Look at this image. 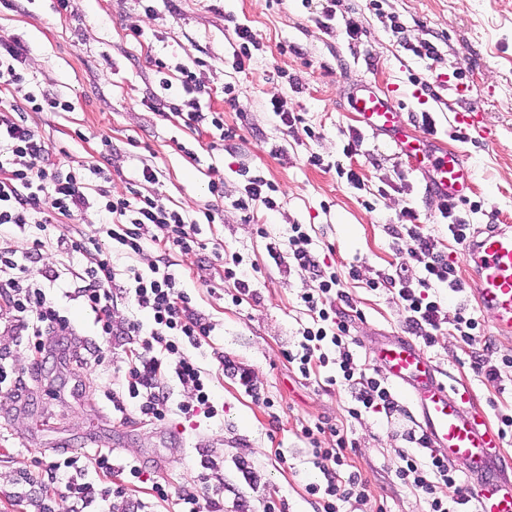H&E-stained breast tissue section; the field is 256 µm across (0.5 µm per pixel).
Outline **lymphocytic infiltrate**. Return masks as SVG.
<instances>
[{
  "label": "lymphocytic infiltrate",
  "mask_w": 512,
  "mask_h": 512,
  "mask_svg": "<svg viewBox=\"0 0 512 512\" xmlns=\"http://www.w3.org/2000/svg\"><path fill=\"white\" fill-rule=\"evenodd\" d=\"M182 92L175 97H160L149 107L158 115L174 114L186 125L208 124L216 141H223L222 113L203 111L201 102L207 91L190 67L181 65ZM25 108L0 109V311L7 313L16 341L31 359H39L44 339L57 331H67L71 322L62 300L80 302L94 316L96 333L103 338L119 337L129 346L126 360L112 383L109 397L119 419L136 413L144 421H163L170 415L187 419L217 416L212 398V376L189 354L201 348L216 329L205 313L195 309L181 288L174 258L199 248L200 222H213L211 209L195 219L169 207L158 196L139 192L117 193L112 189V174L107 165L57 164L38 130L27 124L25 112H67L69 100L46 90L26 93ZM101 217L90 235L77 237L52 224V217L76 219L87 211ZM416 209L404 208L391 234L401 240L402 263L379 282L394 291L402 306L407 328L425 346H434L443 325H452L464 344H471L482 320L460 304L450 308L431 290L446 285L449 292H463L458 265L443 250L441 243L425 233ZM24 236L25 248L15 244ZM306 225L288 229V248L269 245L273 260L287 258L290 269L312 281L311 290L301 293L300 301L312 324L303 328L296 349L285 354L302 377L324 374L328 385H341L351 394L346 409L357 419L365 413L393 416L399 410L388 381L379 371L362 361L353 351L350 298L337 271L321 263L311 248ZM153 250L148 266L139 261L146 250ZM80 253V266H58L47 260L49 252ZM420 271L418 280L406 275L409 265ZM63 288V299L51 297L47 286ZM136 309L132 319L115 320L112 309L118 302ZM148 322H141L139 313ZM193 390V402L172 398L175 387ZM302 433L312 448L313 465L322 475L309 483L317 512H340L349 501L366 502L367 482L356 471H345L346 451L355 442L339 435L335 447L319 444L315 428ZM408 449L399 453L396 476L400 483L422 496L428 512H479V505L465 494L455 468L438 452H425L426 445L415 429H408ZM73 456L53 463L46 483L55 494L71 500V512H85L94 503H103L102 512H145V502L131 498L127 481L143 479L140 463L127 460L114 463L110 454L98 453L96 471L108 478V485L60 481L64 469L73 467ZM153 498L167 512H220L223 487L202 493L171 494L166 482L151 485Z\"/></svg>",
  "instance_id": "1"
}]
</instances>
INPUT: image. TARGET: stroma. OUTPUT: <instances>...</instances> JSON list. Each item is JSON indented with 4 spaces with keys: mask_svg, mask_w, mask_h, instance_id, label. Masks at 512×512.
I'll use <instances>...</instances> for the list:
<instances>
[{
    "mask_svg": "<svg viewBox=\"0 0 512 512\" xmlns=\"http://www.w3.org/2000/svg\"><path fill=\"white\" fill-rule=\"evenodd\" d=\"M55 3L18 0L14 9L0 8V40L16 39L28 49L26 84L0 85V101L23 105L35 85L64 95L71 111L27 115L55 160L97 163L106 137L113 190L159 195L192 214L215 211V222L202 227L204 249L181 258L180 271L192 306L216 325L194 356L212 374L224 411L191 421L116 420L106 394L125 359L123 341H100L97 358L79 366L64 364L57 349L47 348L45 363L34 371L15 336L0 331V355L10 356L22 379L21 393L0 392V512H16L28 479H41L50 463L101 448L138 460L174 493L224 484L223 512H263L269 500L284 512H313L306 486L321 474L302 429L315 424L323 428L321 447H333L340 431L356 443L347 461L367 480L370 498L343 504V512H427L425 500L395 476L398 450L406 445L399 426L376 414L350 418L347 390L302 379L288 364L285 352L311 323L297 300L310 283L287 262H275L267 246L285 244L289 225L306 224L318 256L338 272L346 276L358 265L359 278L346 276L344 289L355 310L352 333L360 354L373 334L404 332L397 295L369 286L399 261L388 227L403 207L415 208L426 231L462 259L461 246L448 240L439 200L423 195L424 173L410 170L387 135L361 129L350 112L348 97L359 84L398 85V102L412 121L429 114L433 141L462 151L475 165L477 191L471 204L459 205V216L475 226L512 225V0H336L331 21L323 15L325 0H155L153 19L141 0H69L61 14ZM238 23L260 39L240 73L231 67ZM396 25L402 36L393 35ZM134 26L142 29L136 40L129 35ZM352 27L357 36L349 35ZM426 41L437 45L438 61L413 53ZM157 57L170 72L156 71ZM180 63L193 65L211 92L207 106L222 112L233 132L223 150L208 152V126L189 128L148 107L153 96H166L165 82H177L173 67ZM274 93L299 116L294 127L272 114ZM468 110L483 113L487 137L455 127L453 112ZM352 130L360 139L347 157L342 148ZM146 164L158 169L157 182L141 180ZM342 167L357 171L362 185L341 177ZM215 170L224 179L219 198L208 190ZM249 174L277 187L276 208L258 210L250 221L235 207ZM262 224L268 237L257 232ZM216 243L238 253L243 268L259 267L254 296L234 300L235 287L209 250ZM487 342L497 355L512 354V335L488 327L466 345L449 324L427 354L480 407L493 399L512 405V368L502 369L493 388L470 367L471 350ZM218 352L251 371L253 389L219 369ZM243 459L257 471L256 484L239 472ZM211 461L216 471H206Z\"/></svg>",
    "mask_w": 512,
    "mask_h": 512,
    "instance_id": "1",
    "label": "stroma"
}]
</instances>
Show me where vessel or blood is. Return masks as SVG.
Listing matches in <instances>:
<instances>
[{
	"label": "vessel or blood",
	"mask_w": 512,
	"mask_h": 512,
	"mask_svg": "<svg viewBox=\"0 0 512 512\" xmlns=\"http://www.w3.org/2000/svg\"><path fill=\"white\" fill-rule=\"evenodd\" d=\"M349 106L365 129L390 136L411 170H424L427 197L459 203L475 192V171L464 154L419 136L387 95L361 85ZM453 122L469 133L486 132L479 112L454 113ZM464 257L477 282V309L495 332L512 333V225L494 224L475 231L465 245ZM366 354L396 393L411 403L412 418L428 445L449 462H467V489L478 499L480 512H512V471L503 465L504 445L485 414L472 405L468 389L449 383L431 357L409 338L376 336Z\"/></svg>",
	"instance_id": "1"
}]
</instances>
